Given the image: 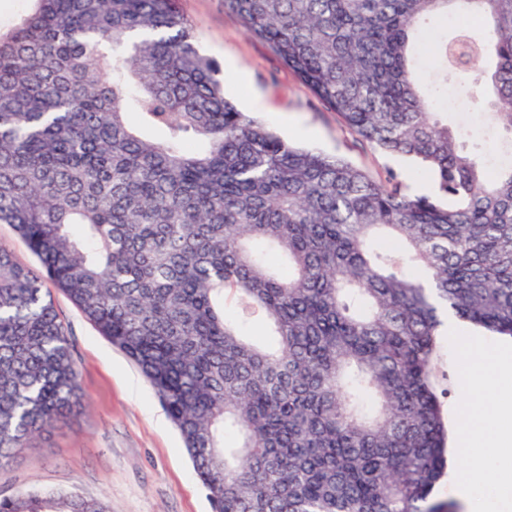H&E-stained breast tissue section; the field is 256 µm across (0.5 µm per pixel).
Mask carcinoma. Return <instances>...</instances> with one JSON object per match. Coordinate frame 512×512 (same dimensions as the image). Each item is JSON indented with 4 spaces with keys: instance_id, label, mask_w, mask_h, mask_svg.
<instances>
[{
    "instance_id": "1",
    "label": "carcinoma",
    "mask_w": 512,
    "mask_h": 512,
    "mask_svg": "<svg viewBox=\"0 0 512 512\" xmlns=\"http://www.w3.org/2000/svg\"><path fill=\"white\" fill-rule=\"evenodd\" d=\"M0 34V468L80 404L62 290L151 384L212 512H451L435 386L452 317L512 337V0H224L361 141L443 204L299 148L224 97L179 0H32ZM462 21L432 47L419 34ZM511 140L437 118L448 72ZM269 324L268 351L226 315ZM0 512H109L72 490ZM448 28V21L444 18L435 19L426 29L423 35V51L421 55V65L426 76L434 70V60L429 51L432 42L439 37ZM0 246L11 250L21 264L38 267L36 258L29 252L10 224H0Z\"/></svg>"
}]
</instances>
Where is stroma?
<instances>
[{
	"instance_id": "obj_1",
	"label": "stroma",
	"mask_w": 512,
	"mask_h": 512,
	"mask_svg": "<svg viewBox=\"0 0 512 512\" xmlns=\"http://www.w3.org/2000/svg\"><path fill=\"white\" fill-rule=\"evenodd\" d=\"M200 49L222 67L224 94L284 140L349 160L374 177L394 173L417 192L425 174L417 163L360 146L336 113L324 109L295 74L242 22L224 0H181ZM449 77L439 110L459 140L484 126L479 104L457 97ZM54 308L71 339L83 408L48 433L33 437L10 466L0 468V495L31 487L73 490L105 500L109 512H211L179 434L152 387L123 352L101 336L58 288ZM436 383L444 416L460 399L457 369L447 337L437 339Z\"/></svg>"
}]
</instances>
